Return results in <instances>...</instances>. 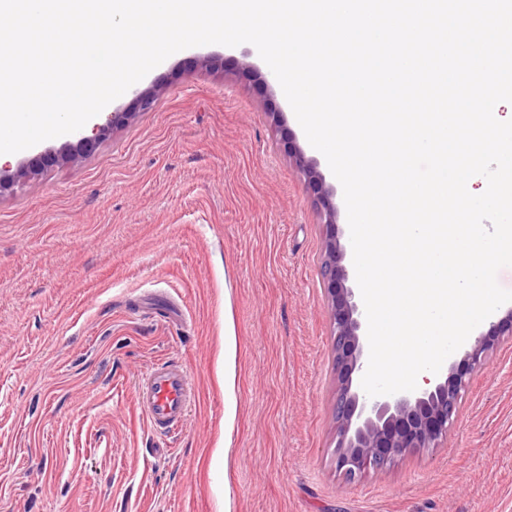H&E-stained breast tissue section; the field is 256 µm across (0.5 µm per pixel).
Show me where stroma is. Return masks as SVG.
<instances>
[{"mask_svg":"<svg viewBox=\"0 0 512 512\" xmlns=\"http://www.w3.org/2000/svg\"><path fill=\"white\" fill-rule=\"evenodd\" d=\"M155 84L152 111L0 196V512H512V339L438 447L345 479L324 230L284 138L336 179L253 45L187 48ZM163 363L195 397L159 436L137 386Z\"/></svg>","mask_w":512,"mask_h":512,"instance_id":"obj_1","label":"stroma"}]
</instances>
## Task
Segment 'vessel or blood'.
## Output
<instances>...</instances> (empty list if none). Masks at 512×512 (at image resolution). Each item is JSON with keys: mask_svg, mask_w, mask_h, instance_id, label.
<instances>
[{"mask_svg": "<svg viewBox=\"0 0 512 512\" xmlns=\"http://www.w3.org/2000/svg\"><path fill=\"white\" fill-rule=\"evenodd\" d=\"M192 399V385L179 367L168 364L153 367L142 378L138 400L151 428L166 434L185 420Z\"/></svg>", "mask_w": 512, "mask_h": 512, "instance_id": "b4317fda", "label": "vessel or blood"}]
</instances>
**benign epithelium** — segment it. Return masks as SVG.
Masks as SVG:
<instances>
[{
    "instance_id": "benign-epithelium-1",
    "label": "benign epithelium",
    "mask_w": 512,
    "mask_h": 512,
    "mask_svg": "<svg viewBox=\"0 0 512 512\" xmlns=\"http://www.w3.org/2000/svg\"><path fill=\"white\" fill-rule=\"evenodd\" d=\"M156 89L133 91L134 107L139 112L154 108ZM133 113L115 111L91 134L78 133L75 140L58 149L46 150L29 159L19 175H38L56 165L75 164L124 127ZM304 182L313 194L323 218L324 256L322 278L331 302L333 316L334 366L339 383L334 412L337 423L336 466L349 481L368 468L383 469L412 448H435L448 436L454 424L468 378L454 367L435 376L426 388L413 392L370 397L361 386L365 364L367 320L361 294L355 288L345 264L348 246L338 233L339 209L336 191L328 186L314 159L297 145H288ZM512 337V311L502 322L474 339L464 352L469 370L480 368L488 353L503 337Z\"/></svg>"
}]
</instances>
